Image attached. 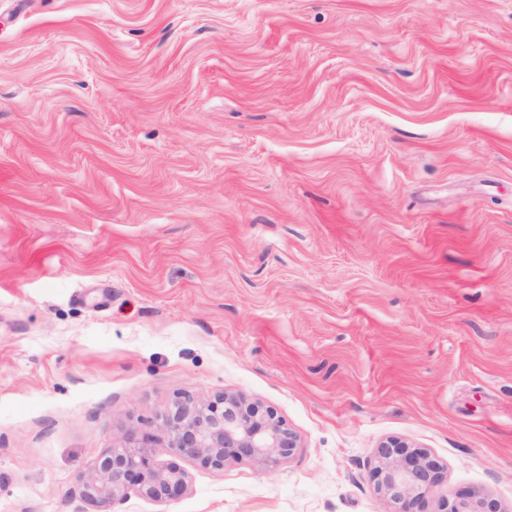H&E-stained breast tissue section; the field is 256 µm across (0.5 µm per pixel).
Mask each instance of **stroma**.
Listing matches in <instances>:
<instances>
[{
    "instance_id": "obj_1",
    "label": "stroma",
    "mask_w": 512,
    "mask_h": 512,
    "mask_svg": "<svg viewBox=\"0 0 512 512\" xmlns=\"http://www.w3.org/2000/svg\"><path fill=\"white\" fill-rule=\"evenodd\" d=\"M226 391L294 454L109 512H512V0H0V512ZM372 474L392 512H423L429 493L442 483L443 467L419 447L390 438L377 448ZM444 510L440 512H501L500 504L492 498H484L472 502L466 498L454 501L448 510V501L443 503Z\"/></svg>"
}]
</instances>
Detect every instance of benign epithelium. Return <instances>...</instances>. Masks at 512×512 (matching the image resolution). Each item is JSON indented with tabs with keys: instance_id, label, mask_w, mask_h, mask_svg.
<instances>
[{
	"instance_id": "1",
	"label": "benign epithelium",
	"mask_w": 512,
	"mask_h": 512,
	"mask_svg": "<svg viewBox=\"0 0 512 512\" xmlns=\"http://www.w3.org/2000/svg\"><path fill=\"white\" fill-rule=\"evenodd\" d=\"M158 435L175 454L214 470L243 459L268 468L299 447L296 434L273 409L240 393L179 395L141 437H129L101 455L79 478L74 496L97 509L130 489L155 501L176 499L187 489L188 475L176 465L151 462L148 448ZM372 474L377 491L394 505L393 512H422L429 493L444 479L443 467L428 453L399 438L377 448ZM443 507L442 512H501L492 498H459Z\"/></svg>"
}]
</instances>
